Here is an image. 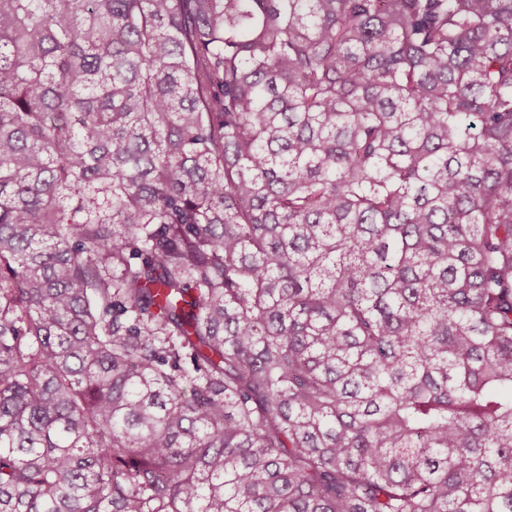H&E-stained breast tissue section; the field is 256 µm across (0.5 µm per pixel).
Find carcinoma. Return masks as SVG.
Wrapping results in <instances>:
<instances>
[{
	"label": "carcinoma",
	"mask_w": 512,
	"mask_h": 512,
	"mask_svg": "<svg viewBox=\"0 0 512 512\" xmlns=\"http://www.w3.org/2000/svg\"><path fill=\"white\" fill-rule=\"evenodd\" d=\"M0 512H512V0H0Z\"/></svg>",
	"instance_id": "carcinoma-1"
}]
</instances>
